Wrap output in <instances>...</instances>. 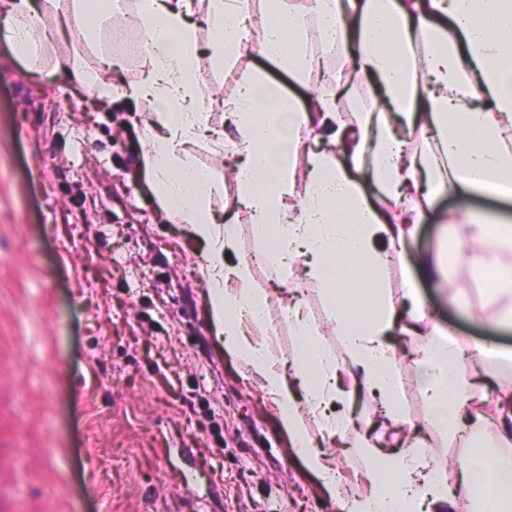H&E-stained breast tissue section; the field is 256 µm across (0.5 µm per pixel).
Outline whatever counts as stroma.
I'll return each instance as SVG.
<instances>
[{"label": "stroma", "mask_w": 512, "mask_h": 512, "mask_svg": "<svg viewBox=\"0 0 512 512\" xmlns=\"http://www.w3.org/2000/svg\"><path fill=\"white\" fill-rule=\"evenodd\" d=\"M119 14L101 23L112 68L77 33L48 19L39 67L0 42V490L11 512H340L307 472L279 405L261 380L225 351L206 310L203 245L169 222L142 164L147 100L105 101L55 71L68 54L114 83L142 77L137 46L114 50ZM470 209L512 215V202L446 196L417 228L405 259L390 255L386 278L436 244L445 215ZM231 260L252 264L255 288L270 298L281 358L299 345L281 316L285 282L302 300L322 340L342 352L319 291L302 264L291 276L257 261L250 224L238 225ZM448 273L459 304L424 277L420 296L463 351L490 343L512 353V328L490 321L467 254L449 246Z\"/></svg>", "instance_id": "35a3bbf8"}]
</instances>
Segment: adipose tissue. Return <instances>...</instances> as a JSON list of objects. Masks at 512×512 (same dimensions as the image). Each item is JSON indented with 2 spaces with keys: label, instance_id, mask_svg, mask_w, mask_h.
Here are the masks:
<instances>
[{
  "label": "adipose tissue",
  "instance_id": "ef3b65f1",
  "mask_svg": "<svg viewBox=\"0 0 512 512\" xmlns=\"http://www.w3.org/2000/svg\"><path fill=\"white\" fill-rule=\"evenodd\" d=\"M7 5L0 37L27 67L40 62L46 11L64 13L86 47L98 45L99 29L82 25L89 0ZM256 9L264 28L252 41L247 21ZM105 11L147 35L142 80L118 87L71 57L56 58L55 67L90 96L154 100L149 186L168 218L204 244L206 308L218 337L279 403L280 425L306 469L342 512H512V429L484 444L483 401L461 379L466 354L435 323L412 276L400 293L388 288L376 246L409 245L443 196L512 200V0H112ZM203 24L211 31L204 45ZM203 55L213 70L243 73L219 130L200 92ZM325 59L348 66L327 73L335 94L301 98L298 88ZM265 61L282 80L268 78ZM359 84L367 90L353 96ZM203 139L235 160L238 198L266 261L283 269L302 262L344 338L343 354H335L303 307L288 306L284 317L300 338L297 383L282 373L270 340L250 335L265 326L269 297L253 288L249 262L228 258L239 218L213 207L224 177L196 163L192 149ZM453 232L471 279L497 307L494 323L511 325L512 219L473 210ZM396 328L417 340L425 424L462 439L466 452L454 460L437 459L407 435L387 342ZM344 363L354 369V387L378 397L396 426L391 447L331 412L351 397L338 383ZM300 400L323 435L355 434L364 494L337 478L296 408Z\"/></svg>",
  "mask_w": 512,
  "mask_h": 512
}]
</instances>
